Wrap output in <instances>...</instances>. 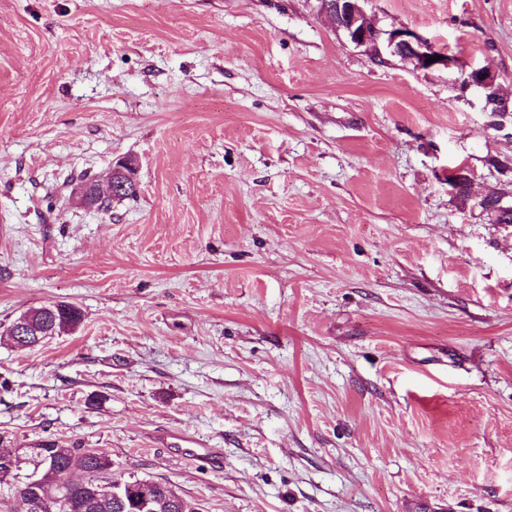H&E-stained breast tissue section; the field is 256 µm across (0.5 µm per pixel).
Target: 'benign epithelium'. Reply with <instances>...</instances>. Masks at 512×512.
I'll use <instances>...</instances> for the list:
<instances>
[{
    "mask_svg": "<svg viewBox=\"0 0 512 512\" xmlns=\"http://www.w3.org/2000/svg\"><path fill=\"white\" fill-rule=\"evenodd\" d=\"M365 0H333L325 6V11H336L342 18L339 29L347 41L357 48L372 52L379 43H384L391 56L406 53L411 56L417 70H451L456 62L448 54L435 49L429 42L415 32L406 29L384 30L370 22L364 9ZM440 55L442 59L427 62V59ZM499 78L496 70L486 66H472L462 69L454 79L456 87L465 92L474 89L479 94L480 109L487 114L488 126L496 131L508 129L512 123V103L509 101H493L485 96ZM136 163L132 159H121L110 169L106 186L96 182L87 183L80 188V203L87 208H100V204L121 198L137 188ZM31 316L18 319L12 325V335L16 336L18 346L33 347L41 338L32 337Z\"/></svg>",
    "mask_w": 512,
    "mask_h": 512,
    "instance_id": "benign-epithelium-1",
    "label": "benign epithelium"
}]
</instances>
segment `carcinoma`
Masks as SVG:
<instances>
[{"label": "carcinoma", "instance_id": "cac0c4a2", "mask_svg": "<svg viewBox=\"0 0 512 512\" xmlns=\"http://www.w3.org/2000/svg\"><path fill=\"white\" fill-rule=\"evenodd\" d=\"M503 197L512 199V177L503 187L479 204L480 210L494 224H512V210L500 213L496 205ZM68 312L54 316L48 307L31 310L33 326L38 331L59 334L75 329L82 322L81 310L60 302ZM33 470L16 488L19 512H199L197 504L184 499L176 490L161 482L130 476L112 479V459L103 452L67 448L54 441H44L27 451ZM21 459L0 440V482L16 477ZM85 474L79 485L66 483V474Z\"/></svg>", "mask_w": 512, "mask_h": 512}]
</instances>
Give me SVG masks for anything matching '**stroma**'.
<instances>
[{
  "label": "stroma",
  "instance_id": "obj_1",
  "mask_svg": "<svg viewBox=\"0 0 512 512\" xmlns=\"http://www.w3.org/2000/svg\"><path fill=\"white\" fill-rule=\"evenodd\" d=\"M512 98V0H366ZM454 72L319 0H0V440L201 512H512V224ZM139 163L136 198L81 185ZM80 326L14 347L29 309ZM183 432L224 451L190 461ZM364 2L366 1L336 0L325 6V12L336 8V15L342 18L341 25L338 19H336V24L340 25L339 30L343 31L349 43L357 48H365L366 52L371 53L373 48H378L379 43L383 42L391 56L401 53L409 54L417 70L446 69L449 71L455 67L456 62L453 58L436 50L415 32L406 28L384 30L371 23L366 16ZM435 55L442 56V60L427 63V59L435 57ZM509 174L511 177H506L507 179L502 184L503 187L499 191L486 196L479 204L481 213H486L494 224H512V209L503 213L498 212L496 209V205L501 198L499 205L504 207L506 205L504 204L505 199L503 197L512 199V174L510 170H507L505 175ZM161 440L170 448L181 451V455L191 460H201L211 463L219 462L217 448H205L203 442L184 434L169 433L163 435Z\"/></svg>",
  "mask_w": 512,
  "mask_h": 512
}]
</instances>
